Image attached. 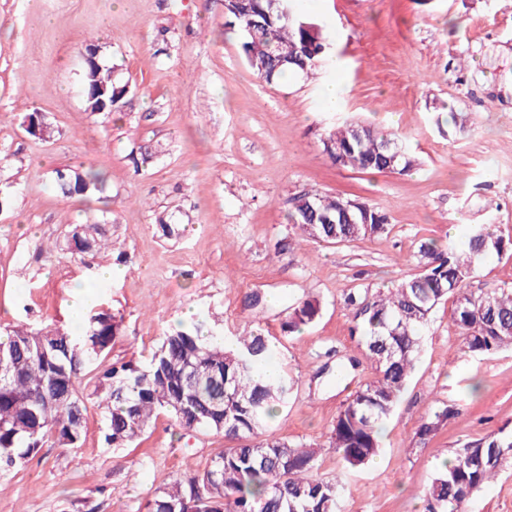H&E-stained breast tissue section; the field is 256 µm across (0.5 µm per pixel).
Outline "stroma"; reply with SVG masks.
I'll use <instances>...</instances> for the list:
<instances>
[{
	"mask_svg": "<svg viewBox=\"0 0 512 512\" xmlns=\"http://www.w3.org/2000/svg\"><path fill=\"white\" fill-rule=\"evenodd\" d=\"M319 24L340 69L269 85L224 25V0H0V327H75L74 300L121 324L106 363L142 361L163 336L200 327L231 338H279L273 363L294 387L268 431L318 450L314 477L343 484L341 512H423L437 468L464 444L512 431V349L463 354L451 302L423 331V350L374 462L350 468L328 437L340 408L374 372L347 289H377L418 273L421 243L465 241L475 224L512 237V0H295ZM95 45L128 92L92 112L81 55ZM345 87L341 110L320 107L322 86ZM466 118L437 126L436 107ZM41 114L52 134H29ZM395 134L419 166L403 175L340 167L323 150L334 124ZM96 168L103 191L64 197L60 169ZM309 192L360 200L388 231L318 243L288 222ZM178 225L164 238L160 222ZM72 223L110 227L126 256L119 276L53 245ZM512 286V251L478 264L473 293ZM262 298L251 306L252 294ZM317 300V319L284 335L288 312ZM455 414L423 445L421 420ZM88 405L80 448L46 447L0 476V512H138L156 487L204 468L231 445L184 433L166 413L127 448L103 442ZM469 512H512V454Z\"/></svg>",
	"mask_w": 512,
	"mask_h": 512,
	"instance_id": "stroma-1",
	"label": "stroma"
}]
</instances>
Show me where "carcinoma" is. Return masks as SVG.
I'll use <instances>...</instances> for the list:
<instances>
[{
  "label": "carcinoma",
  "mask_w": 512,
  "mask_h": 512,
  "mask_svg": "<svg viewBox=\"0 0 512 512\" xmlns=\"http://www.w3.org/2000/svg\"><path fill=\"white\" fill-rule=\"evenodd\" d=\"M290 0H227L224 15L241 34L248 65L265 83L277 84L289 73L315 74L332 62L320 25L294 16ZM99 92L107 110L118 108L125 88L102 66L84 73V89ZM324 152L341 166L362 172H410L418 159L398 140L372 128L344 121L331 128ZM57 184L67 197L103 190L102 174L87 168L60 173ZM349 199L303 194L292 200L289 222L308 237L336 244L388 231L386 215L373 207L366 216L346 208ZM65 247L81 260H121L104 224H71ZM512 248V239L488 224L472 226L462 246L420 245V272L368 296L352 288L344 306L367 350L374 378L361 384L336 415L329 437L349 467L364 465L381 448L380 429L396 408L423 343V328L441 301L453 300L452 324L463 336L464 351L487 356L512 348V287L475 295L466 288L475 266L487 255ZM320 312L315 300L293 308L284 330L295 333ZM120 323L107 309L83 318V334L62 327H7L0 332V473L36 457L42 447H81L87 403L104 409V443L122 448L149 428L165 410L184 430L215 431L239 442L203 470H195L154 489L142 512H337L339 480L313 478L317 455L266 434L267 422L288 401L284 375L264 369L276 344L262 333L236 337L231 346L207 342L199 329L166 334L146 363L130 360L94 375L90 392L80 391L89 366L109 353ZM454 414L444 406L422 421L413 440L424 443ZM512 452V433L488 434L453 453L423 494V512H467L470 497L499 474Z\"/></svg>",
  "instance_id": "1"
}]
</instances>
